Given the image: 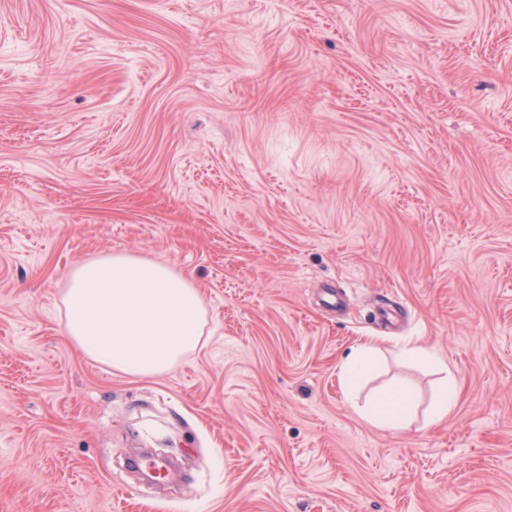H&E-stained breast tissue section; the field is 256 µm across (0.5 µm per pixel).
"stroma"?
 Segmentation results:
<instances>
[{
  "label": "stroma",
  "instance_id": "obj_1",
  "mask_svg": "<svg viewBox=\"0 0 512 512\" xmlns=\"http://www.w3.org/2000/svg\"><path fill=\"white\" fill-rule=\"evenodd\" d=\"M116 252L208 311L166 374L65 333ZM0 512H512V0H0ZM397 352L404 358L422 360L436 367L442 366L444 371H448V367L441 358L423 350L413 339L407 338L400 342L397 345ZM370 345H364L354 354L343 366L342 376L347 385L351 387L357 383L362 377L372 370V364L366 351L371 350ZM458 387L454 378L447 375L443 379L437 398L431 408L430 417L433 422H440L453 412L457 406ZM409 406L405 396L391 393L362 409V413L367 421L380 429L399 430L406 423Z\"/></svg>",
  "mask_w": 512,
  "mask_h": 512
}]
</instances>
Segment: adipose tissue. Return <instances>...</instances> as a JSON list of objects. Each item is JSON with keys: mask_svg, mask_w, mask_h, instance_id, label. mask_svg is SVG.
Listing matches in <instances>:
<instances>
[{"mask_svg": "<svg viewBox=\"0 0 512 512\" xmlns=\"http://www.w3.org/2000/svg\"><path fill=\"white\" fill-rule=\"evenodd\" d=\"M68 337L93 361L132 376L170 372L198 348L207 310L193 281L171 266L112 253L77 264L63 296ZM409 401L388 394L365 408L372 425L398 430Z\"/></svg>", "mask_w": 512, "mask_h": 512, "instance_id": "1", "label": "adipose tissue"}]
</instances>
